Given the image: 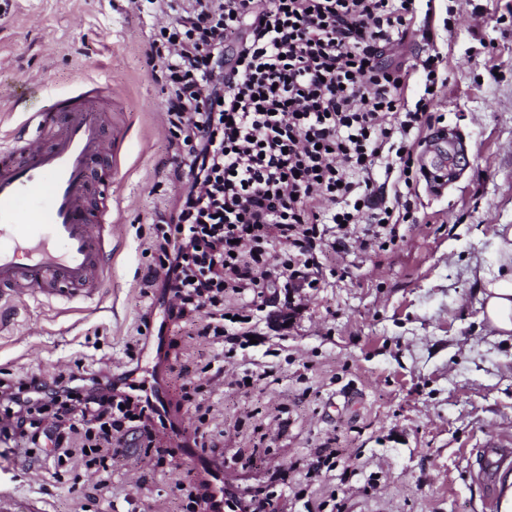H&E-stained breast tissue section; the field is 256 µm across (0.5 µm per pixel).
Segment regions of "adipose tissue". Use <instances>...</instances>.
<instances>
[{
  "mask_svg": "<svg viewBox=\"0 0 512 512\" xmlns=\"http://www.w3.org/2000/svg\"><path fill=\"white\" fill-rule=\"evenodd\" d=\"M494 248L496 268L479 276V319L494 338L512 342V226L499 225Z\"/></svg>",
  "mask_w": 512,
  "mask_h": 512,
  "instance_id": "adipose-tissue-1",
  "label": "adipose tissue"
}]
</instances>
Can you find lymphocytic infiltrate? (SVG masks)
I'll return each instance as SVG.
<instances>
[{
  "mask_svg": "<svg viewBox=\"0 0 512 512\" xmlns=\"http://www.w3.org/2000/svg\"><path fill=\"white\" fill-rule=\"evenodd\" d=\"M151 2L175 18L148 64L186 188L153 217L145 285L195 312L199 337L243 348L246 306L279 284L317 287L324 225L364 210L392 221L377 169L413 181L410 133L430 125V101L408 107L407 70L386 54L416 0ZM165 424L130 370L0 379V434L25 444L26 470L53 460L106 473L131 436L153 442Z\"/></svg>",
  "mask_w": 512,
  "mask_h": 512,
  "instance_id": "1",
  "label": "lymphocytic infiltrate"
}]
</instances>
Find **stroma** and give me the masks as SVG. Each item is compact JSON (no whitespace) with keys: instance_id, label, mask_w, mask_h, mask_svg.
I'll return each mask as SVG.
<instances>
[{"instance_id":"1","label":"stroma","mask_w":512,"mask_h":512,"mask_svg":"<svg viewBox=\"0 0 512 512\" xmlns=\"http://www.w3.org/2000/svg\"><path fill=\"white\" fill-rule=\"evenodd\" d=\"M170 23L148 0H0V148L49 95L91 78L115 90L122 128L109 275L88 301H0V371L124 366L150 304L152 217L184 188L147 58ZM414 26L430 27L432 45L416 35L391 58L414 64L433 48L443 62L404 223L368 250L371 225H350L343 251L320 254L319 286L296 296L289 325L271 327L265 304L255 344L237 350L211 389L185 382L221 345L181 323L168 333L162 371L174 418L188 431L205 426L207 455L223 461L230 492L271 501L273 512H336L338 502L345 512H500L512 473L509 462L493 481L480 474L485 449L512 450V344L479 321L477 291L478 270L497 261L498 225H512V0H419ZM32 77L42 90L19 96ZM451 142L455 173L436 181L425 146ZM248 369L261 378L239 387ZM325 446L340 451L335 470L308 474ZM16 459L1 436L5 512H193L176 486L195 479L198 457L167 439L114 459L108 496L97 473L47 466L32 482Z\"/></svg>"}]
</instances>
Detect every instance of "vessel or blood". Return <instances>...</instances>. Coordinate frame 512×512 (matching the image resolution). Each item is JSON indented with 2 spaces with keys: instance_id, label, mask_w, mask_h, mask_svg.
<instances>
[{
  "instance_id": "1",
  "label": "vessel or blood",
  "mask_w": 512,
  "mask_h": 512,
  "mask_svg": "<svg viewBox=\"0 0 512 512\" xmlns=\"http://www.w3.org/2000/svg\"><path fill=\"white\" fill-rule=\"evenodd\" d=\"M111 86L82 82L30 113L31 136L0 151V296L17 286L68 300L92 297L107 275L103 231L110 207H92L91 192L112 195L106 112Z\"/></svg>"
}]
</instances>
